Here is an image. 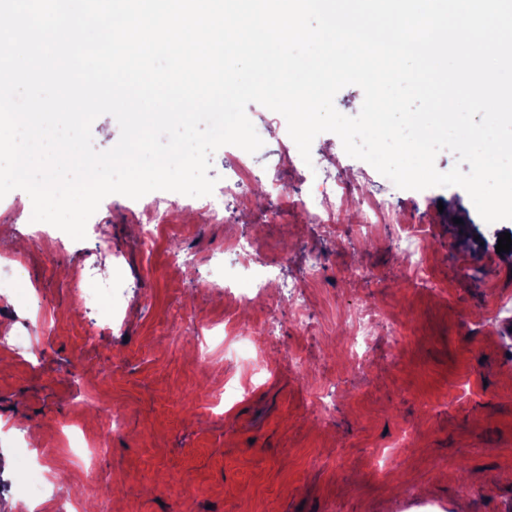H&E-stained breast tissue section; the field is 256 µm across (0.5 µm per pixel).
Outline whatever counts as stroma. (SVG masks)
Masks as SVG:
<instances>
[{
  "mask_svg": "<svg viewBox=\"0 0 512 512\" xmlns=\"http://www.w3.org/2000/svg\"><path fill=\"white\" fill-rule=\"evenodd\" d=\"M246 114L264 141L252 169L281 161L282 115L252 103ZM314 154L339 156L344 177L365 195L392 203L379 223L360 224L352 205L337 211V238H323L293 200L302 168L285 189L237 224H209L167 203L169 229L144 252L124 196L100 203L84 240L55 251L32 221L26 192L0 199V512L18 500L35 512H504L512 506V252L497 253L512 220L486 223L457 186L397 188L339 137L319 134ZM429 230L431 287L406 273L393 250V225ZM260 230L265 261L284 280L301 278L312 254L324 260L305 322L276 288L255 305H230L222 289L198 282L236 235ZM195 264L170 266L172 251ZM125 257L109 296L83 307L73 282L111 280V252ZM362 264L367 278L352 282ZM368 305L387 319L366 362L348 357L351 312ZM277 309L279 338L249 351L268 361L224 356L223 330L258 323ZM194 316L218 333L197 342L182 324ZM315 333H308V326ZM206 361L198 363L197 350ZM300 354L303 369L283 357ZM244 394L227 404L226 380ZM125 431L94 463L106 410Z\"/></svg>",
  "mask_w": 512,
  "mask_h": 512,
  "instance_id": "stroma-1",
  "label": "stroma"
}]
</instances>
